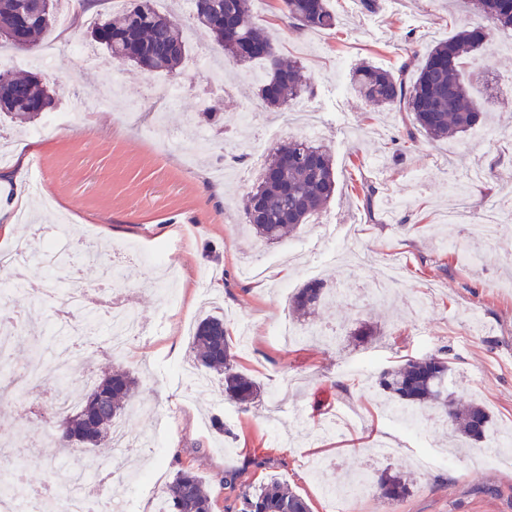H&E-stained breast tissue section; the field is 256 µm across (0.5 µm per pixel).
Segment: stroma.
Segmentation results:
<instances>
[{
  "label": "stroma",
  "instance_id": "35a3bbf8",
  "mask_svg": "<svg viewBox=\"0 0 512 512\" xmlns=\"http://www.w3.org/2000/svg\"><path fill=\"white\" fill-rule=\"evenodd\" d=\"M125 0H99L79 28L54 25L40 49L27 53L0 47V70L26 71L55 82L60 112L83 116V124L55 126L43 117L21 128L0 115V198L24 195L31 225H64L71 242L96 235L111 261L127 246H138L140 262L123 283L132 304L159 332L134 344L126 356L106 350V331L79 339L68 371V387L85 392V373L116 368L139 380L133 407L123 420L132 448L99 451L96 461L112 472L104 502L124 497L132 512H155L154 491L165 486L178 464L192 466L209 482L214 512H235V495L221 480L233 472L242 484L276 478L309 503L312 512H331L325 482L351 472L391 469L406 472L415 486L391 502L371 492L351 512H512V35L496 37V50L477 51L467 77L487 137L475 142L463 133L443 142L412 131L406 113L366 103L352 88L360 63L397 65L408 42L429 50L477 21L467 0H378L375 12L359 0H331L336 25L296 31L283 20L280 0H253L251 20L275 31L284 58L301 61L312 88L299 104L314 122L336 170V192L309 223L289 240L264 244L245 227L240 200L262 173L270 151L297 135L290 111L265 114L243 125L240 116L257 105L254 67L221 71L206 36L190 32L189 50L177 76L150 74L111 57L88 30L116 13ZM208 68H200V58ZM182 97L167 102L171 85ZM217 107L223 128L208 127L211 153H197L196 112ZM136 111L135 120L124 117ZM161 119L181 141L170 149L152 130ZM26 165L19 181L8 174L17 158ZM475 168L486 181L469 184ZM40 181L32 197V181ZM378 193L366 208L363 185ZM499 206L496 244L474 235L470 218ZM181 246L165 252L175 235ZM399 268L401 286L385 301L368 290L388 262ZM318 264L327 289L345 294L320 308L312 324L337 332L334 344L281 342L274 323L289 319L291 296ZM208 282L224 308L229 336L237 319L251 324L249 350H237V368L262 387L259 401L241 410L224 399L219 376L207 387L189 389L180 367L192 359L189 331L203 313L200 282ZM380 333L363 344L353 339L361 323ZM449 351L448 389L458 400L477 401L493 416L482 448L498 455L483 464L481 448L455 453L454 465L426 471L422 454L450 450L447 429L436 417L417 420L414 433L392 428L375 381L406 355ZM51 403L45 383H20L0 405V449L23 439L29 456L41 459L26 469L28 485L60 488L69 472L57 463L60 452L49 430L24 422L29 409ZM359 416L354 428L337 437L309 441L338 410ZM224 422L216 432L214 418ZM394 445L393 456L372 460L375 440ZM334 462V469L311 470L309 460Z\"/></svg>",
  "mask_w": 512,
  "mask_h": 512
}]
</instances>
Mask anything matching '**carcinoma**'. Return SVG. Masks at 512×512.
I'll list each match as a JSON object with an SVG mask.
<instances>
[{
    "instance_id": "carcinoma-1",
    "label": "carcinoma",
    "mask_w": 512,
    "mask_h": 512,
    "mask_svg": "<svg viewBox=\"0 0 512 512\" xmlns=\"http://www.w3.org/2000/svg\"><path fill=\"white\" fill-rule=\"evenodd\" d=\"M37 0H0V39L18 46L21 39L38 48L43 34L55 21L56 3ZM193 19L206 29L226 63H260L265 79L259 88L264 106L277 112L310 86L302 64L284 61L275 40L250 21L251 0H193ZM480 19L477 25L456 31L436 43L414 69L411 60L420 51L410 42L397 69L362 63L352 74L357 93L365 101L389 111L405 112L412 125L428 140L440 141L474 128L481 119L463 70L469 58L491 46L495 33L512 34V0H470ZM281 13L297 30L329 29L336 15L329 0H281ZM94 41L107 52L151 73L177 75L186 55V34L171 16L159 12L154 0H130L117 17L93 27ZM56 105L55 94L36 75L0 74V112L22 123H33ZM331 156L325 146L304 137H291L272 151L259 184L243 198L245 224L267 243L281 242L324 208L335 190ZM333 299L323 282L310 281L292 298L299 318L314 313ZM194 365L202 374L223 376L224 396L245 407L259 396L258 382L234 365L231 337L224 313H209L193 331ZM450 359L436 354L408 356L380 373L378 385L394 407L416 414L425 406L436 408L452 428L454 437L469 443L483 441L492 428V416L480 403L458 401L448 391ZM138 386L127 370H116L98 379L81 395L74 409L54 411L52 432L67 454L69 482L61 490L74 495L89 461L85 451L112 447V425L126 412ZM224 487L237 493L238 512H311L308 502L287 483L272 478L250 489L238 484V475L227 473ZM412 483L402 473L382 472L376 491L399 501L411 493ZM166 512H213L207 484L189 465L181 464L163 492Z\"/></svg>"
}]
</instances>
